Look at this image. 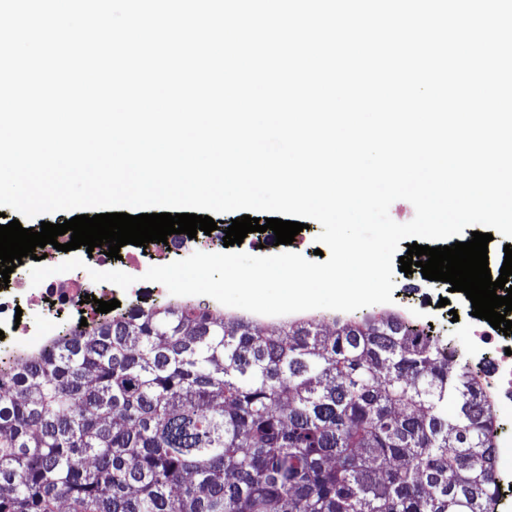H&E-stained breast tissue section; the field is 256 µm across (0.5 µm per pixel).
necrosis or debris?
<instances>
[{
    "label": "necrosis or debris",
    "instance_id": "1",
    "mask_svg": "<svg viewBox=\"0 0 512 512\" xmlns=\"http://www.w3.org/2000/svg\"><path fill=\"white\" fill-rule=\"evenodd\" d=\"M77 254L85 259L87 267L75 276L63 279L54 274L36 288L29 277L14 272L9 284L0 283V332L5 337L20 339L22 350L44 349L53 340L55 331L43 327L35 333L27 323H16L17 306L43 303L53 317H64L77 326L84 320H99L97 300L123 299L121 288L108 287L90 277L91 271H107L112 267L102 248L90 252L81 247ZM489 346L495 350V363L482 377L485 394L493 411L512 409V336L504 335L480 318L461 324L460 353L465 359L483 360L484 350Z\"/></svg>",
    "mask_w": 512,
    "mask_h": 512
}]
</instances>
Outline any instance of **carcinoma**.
Here are the masks:
<instances>
[{"instance_id": "1", "label": "carcinoma", "mask_w": 512, "mask_h": 512, "mask_svg": "<svg viewBox=\"0 0 512 512\" xmlns=\"http://www.w3.org/2000/svg\"><path fill=\"white\" fill-rule=\"evenodd\" d=\"M334 324L168 302L0 357V512H494V413L453 339Z\"/></svg>"}]
</instances>
